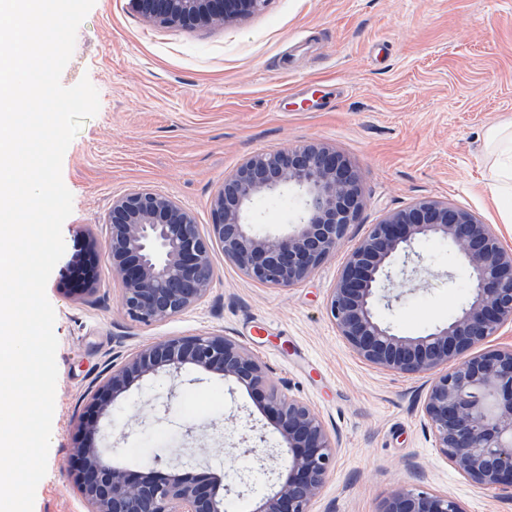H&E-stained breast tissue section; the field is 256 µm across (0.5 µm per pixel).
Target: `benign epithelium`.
<instances>
[{
	"mask_svg": "<svg viewBox=\"0 0 512 512\" xmlns=\"http://www.w3.org/2000/svg\"><path fill=\"white\" fill-rule=\"evenodd\" d=\"M268 0H136L143 20L165 27L231 24L261 12ZM301 191L302 210L283 235L261 234L247 219L253 201L284 186ZM363 207L359 175L349 159L322 144L247 158L211 200L212 224L200 232L192 212L149 189L114 200L106 217L111 273L121 285L124 313L150 325L189 310L212 290L211 249L249 279L291 287L342 244ZM455 247L468 288L459 312L414 336L377 314L380 290L423 270L420 245ZM337 332L365 362L398 374H429L424 413L435 447L461 475L488 490H512V347L483 349L512 324V250L491 225L445 201L423 199L389 213L352 247L332 289ZM186 367L220 374L263 394L286 449L284 480L252 512H310L335 456L320 415L282 392L270 368L244 344L220 333L158 340L127 356L91 395L68 475L87 512H224L226 498L249 483L213 477L164 476L174 459L154 458L141 471L112 463L99 448V422L112 414L130 382ZM379 512H465L455 499L398 488Z\"/></svg>",
	"mask_w": 512,
	"mask_h": 512,
	"instance_id": "obj_1",
	"label": "benign epithelium"
}]
</instances>
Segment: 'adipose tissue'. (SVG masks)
Returning <instances> with one entry per match:
<instances>
[{
	"label": "adipose tissue",
	"instance_id": "obj_1",
	"mask_svg": "<svg viewBox=\"0 0 512 512\" xmlns=\"http://www.w3.org/2000/svg\"><path fill=\"white\" fill-rule=\"evenodd\" d=\"M485 148L492 157L488 191L497 203L501 222L512 224V122L490 125Z\"/></svg>",
	"mask_w": 512,
	"mask_h": 512
}]
</instances>
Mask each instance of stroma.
<instances>
[{
    "mask_svg": "<svg viewBox=\"0 0 512 512\" xmlns=\"http://www.w3.org/2000/svg\"><path fill=\"white\" fill-rule=\"evenodd\" d=\"M88 78L98 113L82 124L62 161L73 209L62 228L65 252L46 287L56 320L58 380L47 473L33 512H86L66 470L79 417L98 381L126 356L165 337L221 332L244 343L284 391L308 402L336 438V459L310 512H378L405 487L445 494L465 512H512V492L484 490L438 452L423 412L425 375L369 365L348 348L328 310L346 261L342 248L307 280L272 288L211 259L216 278L193 308L163 323L130 320L109 270L106 215L114 198L148 188L212 221L211 198L248 156L320 143L358 171L364 208L347 231L361 240L389 212L424 197L471 210L512 249L487 191L491 160L484 134L512 120V0H269L263 11L223 27H164L143 21L135 0H95L61 75ZM288 208L255 199L249 219L283 232ZM99 242L98 291L70 289L68 263L83 230ZM429 270L403 285L379 316L418 334L457 313L456 250L425 247ZM115 464L140 469L162 455L179 472L252 491L228 512H252L270 489L258 463L233 450L257 428L267 447L279 432L261 399L222 375L182 369L177 377L134 380L104 420Z\"/></svg>",
    "mask_w": 512,
    "mask_h": 512,
    "instance_id": "stroma-1",
    "label": "stroma"
}]
</instances>
